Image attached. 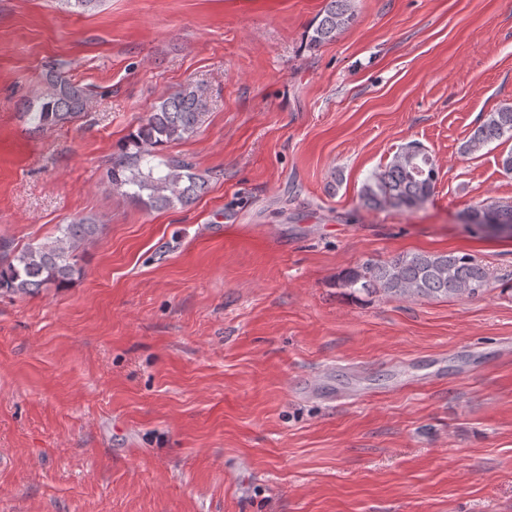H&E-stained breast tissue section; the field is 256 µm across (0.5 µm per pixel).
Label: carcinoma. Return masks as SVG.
Returning a JSON list of instances; mask_svg holds the SVG:
<instances>
[{"instance_id": "1", "label": "carcinoma", "mask_w": 512, "mask_h": 512, "mask_svg": "<svg viewBox=\"0 0 512 512\" xmlns=\"http://www.w3.org/2000/svg\"><path fill=\"white\" fill-rule=\"evenodd\" d=\"M353 18L351 0H328L312 23L309 48L336 38ZM86 88L61 73L46 75V88L25 108L33 128L64 124L85 111ZM208 93L201 83H187L163 96L112 156L107 177L113 190L151 210L188 207L206 192L210 175L186 158L163 156L159 147L193 137L207 114ZM512 139V106L486 113L462 147L472 155L489 144ZM438 180L436 163L418 142L402 146L360 189L361 205L369 210H410L422 205ZM474 234L489 226L512 225V204L482 201L464 212ZM89 218L58 226V235L20 250L0 245V293L35 294L60 288L81 272L79 259L96 234ZM492 285L489 270L464 252H407L387 261L368 259L349 268L339 286L350 294L424 298L479 295Z\"/></svg>"}]
</instances>
